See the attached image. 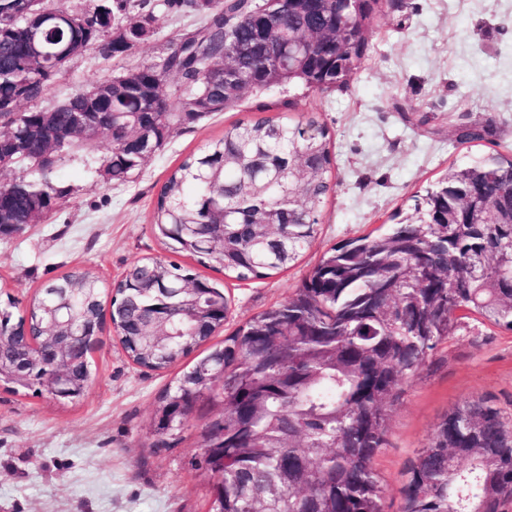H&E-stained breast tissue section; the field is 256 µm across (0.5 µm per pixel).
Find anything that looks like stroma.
<instances>
[{
	"instance_id": "1",
	"label": "stroma",
	"mask_w": 512,
	"mask_h": 512,
	"mask_svg": "<svg viewBox=\"0 0 512 512\" xmlns=\"http://www.w3.org/2000/svg\"><path fill=\"white\" fill-rule=\"evenodd\" d=\"M403 3L375 15L369 50L347 89L291 93L288 117L312 113L330 131L335 186L315 240L287 270L239 282L216 263L198 266L231 300L227 322L200 353L288 299L331 246L385 230L448 167L512 155V0ZM198 22L157 12L154 36L120 57L86 52L50 85L40 107L160 62L170 42ZM261 102L246 98L174 134L121 185L99 173L107 141L66 156L56 176L68 196L39 223L0 239V306L10 297L26 305L76 267L114 282L145 257L179 261L151 229L161 185L188 155L257 115ZM464 125L485 127L484 139L459 142ZM90 361L91 383L74 402L0 383V512H208L210 486L196 464L211 410L194 411L173 447H156L152 434L161 394L193 357L160 371L139 367L107 328ZM472 397L493 398L512 412V331L465 318L400 387L387 444L374 460L387 512L402 508L408 462L441 418Z\"/></svg>"
}]
</instances>
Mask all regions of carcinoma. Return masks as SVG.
<instances>
[{
  "label": "carcinoma",
  "mask_w": 512,
  "mask_h": 512,
  "mask_svg": "<svg viewBox=\"0 0 512 512\" xmlns=\"http://www.w3.org/2000/svg\"><path fill=\"white\" fill-rule=\"evenodd\" d=\"M45 4L66 13L20 23L14 0H0V130L27 128L28 156L16 175L0 180V220L29 224L67 196L54 182L62 154L96 143L75 139L53 150L41 132L45 116L59 130L78 110L112 123L101 159L105 180L128 181L179 131L222 112L248 95H282L301 88L347 86L366 45L336 53V0L321 12L286 11L267 34L283 46L309 41V59H273L259 52L235 62L224 82L219 60L228 44L250 42L261 18L248 0H89ZM192 13L193 31L170 43L157 64L134 68L156 90L149 112L119 73L51 109L21 110L41 99L75 58L101 43L100 16L112 26L135 24L131 50L155 33V10ZM175 75L174 89L165 87ZM205 98L195 116L188 106ZM328 129L313 114L257 116L186 158L160 187L152 229L173 252L200 265L219 264L238 281L288 268L312 243L321 206L332 190ZM512 192V157L479 158L450 169L414 196L410 211L379 234L327 249L295 293L224 337L159 397L176 417L208 405L224 417L222 446L202 449L199 469L214 478L224 464V491L211 512H386L374 473L386 444L389 413L403 381L433 357L456 327L455 313L475 314L512 331V224H478L490 200ZM97 275L74 269L46 285L16 317L14 300L0 309V366L25 360L39 376L37 352L50 347L48 307L67 302L64 317L89 327L102 315ZM224 289L195 269L160 258L131 265L117 284L112 320L132 361L150 370L170 367L196 347L205 325L227 321ZM78 346L76 383L88 387L91 362ZM224 367L215 383L201 367ZM403 512H506L512 505V417L487 397L456 404L406 469Z\"/></svg>",
  "instance_id": "1"
}]
</instances>
